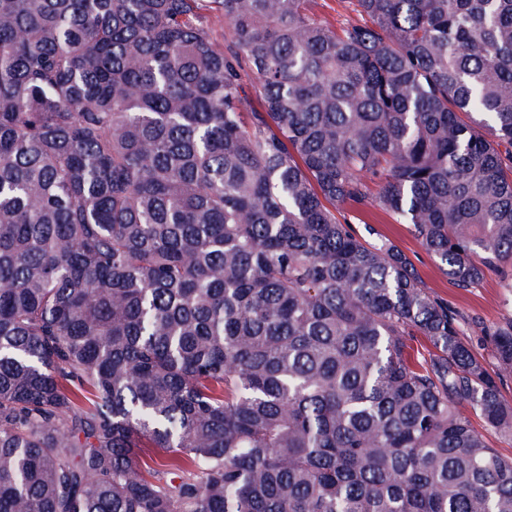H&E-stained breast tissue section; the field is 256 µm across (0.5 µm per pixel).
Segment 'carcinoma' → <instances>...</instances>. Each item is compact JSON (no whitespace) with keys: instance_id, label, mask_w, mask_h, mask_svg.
I'll return each instance as SVG.
<instances>
[{"instance_id":"1","label":"carcinoma","mask_w":512,"mask_h":512,"mask_svg":"<svg viewBox=\"0 0 512 512\" xmlns=\"http://www.w3.org/2000/svg\"><path fill=\"white\" fill-rule=\"evenodd\" d=\"M355 7L0 0V512H512L466 317L336 215L512 266V0ZM316 5L314 7L317 15L330 21L336 26L345 19L361 20V17L354 12L353 5L349 0H314Z\"/></svg>"}]
</instances>
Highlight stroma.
<instances>
[{"instance_id":"stroma-1","label":"stroma","mask_w":512,"mask_h":512,"mask_svg":"<svg viewBox=\"0 0 512 512\" xmlns=\"http://www.w3.org/2000/svg\"><path fill=\"white\" fill-rule=\"evenodd\" d=\"M341 212L358 237L369 241L383 237L393 242L411 259L429 291L447 300L451 307L466 317L464 332L468 342L489 372L499 375L502 400L512 405V371L499 369L490 350L484 346L482 336L483 328L512 315V294L504 291L500 272L487 270L483 281L473 288L454 287L439 263L412 234L409 225L393 223L388 216L369 205L357 210L345 206Z\"/></svg>"}]
</instances>
